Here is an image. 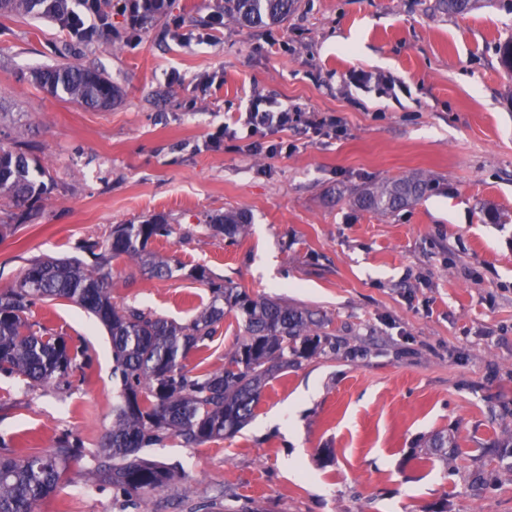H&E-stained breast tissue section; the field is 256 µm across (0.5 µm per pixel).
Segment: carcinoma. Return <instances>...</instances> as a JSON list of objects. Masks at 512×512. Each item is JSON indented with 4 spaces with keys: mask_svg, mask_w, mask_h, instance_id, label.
Here are the masks:
<instances>
[{
    "mask_svg": "<svg viewBox=\"0 0 512 512\" xmlns=\"http://www.w3.org/2000/svg\"><path fill=\"white\" fill-rule=\"evenodd\" d=\"M480 0H441L454 14L470 12ZM297 0H224V15L242 25L271 28L282 23ZM0 16H38L67 27L63 0H0ZM35 82L52 96L84 107L105 109L118 96L104 74L76 65H60L34 73ZM29 150L0 146V199L12 211L0 219V238L31 220L39 203L55 189ZM428 183L406 176L369 188L359 206L380 214L394 212L419 198ZM246 214L231 212L209 224L210 229L234 239L243 236ZM176 233L162 216L140 224H116L102 241L84 240L80 249L93 257L85 264L76 257L39 256L29 261L16 284L0 292V373L20 375L37 385L67 382L73 370L89 365L88 347L31 321L32 308L47 301L73 303L95 316L112 342V376L120 384L112 406V425L100 448L91 455L90 479L99 490L109 489L125 508L138 510L150 495L175 480L172 470L140 455L141 449L170 439L184 448L200 447L231 438L252 418L263 389L277 374L296 368L316 356L336 354L340 341L326 324L307 310L276 298H253L224 283L204 267L185 276L207 287L209 303L190 322L179 324L147 308L119 306L112 301V261L125 259L158 278L183 270L158 258L149 243ZM233 314L244 336L225 355L223 367L202 374L186 368L188 356L207 346L224 316ZM455 438L435 434L426 443L427 454L445 461L457 455ZM85 456L84 443L69 435L52 448L24 458L14 456L0 439V512H39L55 494L71 462Z\"/></svg>",
    "mask_w": 512,
    "mask_h": 512,
    "instance_id": "carcinoma-1",
    "label": "carcinoma"
}]
</instances>
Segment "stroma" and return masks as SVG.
Returning <instances> with one entry per match:
<instances>
[{
    "label": "stroma",
    "mask_w": 512,
    "mask_h": 512,
    "mask_svg": "<svg viewBox=\"0 0 512 512\" xmlns=\"http://www.w3.org/2000/svg\"><path fill=\"white\" fill-rule=\"evenodd\" d=\"M223 6L171 0L145 25L116 9L111 37L94 29L82 42L46 18L0 17V144L32 146L56 184L0 240V290L34 257L77 255L112 225L161 214L181 232L150 248L180 272L159 279L115 260V303L187 322L211 292L181 271L203 266L252 297L318 310L344 341L271 380L234 437L144 449L180 467L145 512L252 500L270 512H512V467L489 452L512 442V70L497 51L512 10L300 0L266 29L222 20ZM63 64L102 72L120 99L91 109L34 82ZM256 95L334 113L344 133L315 137L301 123L282 135L293 151L275 156L210 147ZM406 175L430 182L417 203L385 215L357 205L364 189ZM227 211L248 214L245 236L209 229ZM32 317L92 361L65 389L0 374V436L25 456L69 433L88 456L119 388L110 336L64 301ZM242 334L226 317L188 368H221ZM439 431L459 444L455 465L419 457ZM87 456L40 512H121L87 480Z\"/></svg>",
    "instance_id": "35a3bbf8"
}]
</instances>
